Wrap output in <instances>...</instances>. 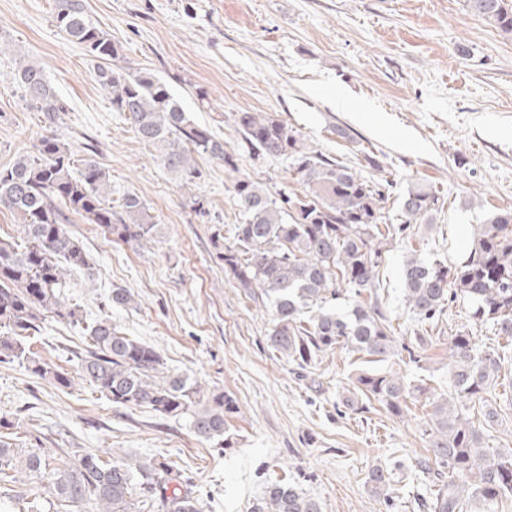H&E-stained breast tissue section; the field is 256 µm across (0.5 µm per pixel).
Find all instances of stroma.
I'll list each match as a JSON object with an SVG mask.
<instances>
[{
	"label": "stroma",
	"instance_id": "35a3bbf8",
	"mask_svg": "<svg viewBox=\"0 0 512 512\" xmlns=\"http://www.w3.org/2000/svg\"><path fill=\"white\" fill-rule=\"evenodd\" d=\"M86 13L120 48L118 66L160 78L199 125L236 145L241 111L267 112L301 130L311 144L375 182L391 180L383 213L399 223V198L414 182L436 188L444 206L419 221L409 242L395 241L380 267V305L396 340L414 345L420 364L393 357L388 368L426 393L403 417L378 402L341 409L359 398L356 374L365 355L335 349L306 367L267 345L266 309L244 297L219 258L241 216L223 165L200 158L202 172L185 187L155 148L112 109L97 82L96 58L55 26L56 0H0V166L31 151L44 134L42 113L10 79L27 60L44 67L66 105L54 127L76 158L93 157L108 172L113 199L133 192L146 202L157 238L128 244L73 217L91 271H72L66 304L86 324L107 311L113 286L135 303L111 311L129 335L156 348L167 369L197 381L204 393H229L232 447L204 440L187 417L113 405L80 377L76 351L87 333L53 314L26 344L67 372L59 388L18 364L0 363V417L13 420L12 442L38 438L66 469L82 454L128 455L179 472L202 512H249L272 481L315 498L322 512H427L437 488L419 462L431 402L449 395L448 339L471 329L478 347L505 360L488 396L498 419L483 427L487 448H512V339L473 324L449 305L414 342L418 323L403 301L402 269L411 251L454 261L471 245L473 225L512 209V32L468 12L464 0H83ZM207 93L199 102L198 90ZM344 128L346 137L336 134ZM240 170L270 191L298 190L282 157L243 154ZM203 201L198 216L192 198ZM388 471V494L367 476Z\"/></svg>",
	"mask_w": 512,
	"mask_h": 512
}]
</instances>
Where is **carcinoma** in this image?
Wrapping results in <instances>:
<instances>
[{
    "instance_id": "cac0c4a2",
    "label": "carcinoma",
    "mask_w": 512,
    "mask_h": 512,
    "mask_svg": "<svg viewBox=\"0 0 512 512\" xmlns=\"http://www.w3.org/2000/svg\"><path fill=\"white\" fill-rule=\"evenodd\" d=\"M467 10L504 31H512L508 0H465ZM56 27L101 61L97 81L124 112L138 137L160 152L164 166L191 184L199 177L195 157L224 165L233 177V198L243 222L232 228L234 241L224 246V270L246 298L271 312L270 348L300 367L320 353L351 348L375 362L408 352L397 345L390 321L371 299L379 267L389 245L410 234L411 225L432 217L441 208L431 186L409 188L400 198L403 221L383 224L385 188L352 167L329 159L305 142L301 131L264 112H239L235 124L241 143L224 141L196 124L168 87L147 71L110 66L119 49L110 35L93 23L81 0H58ZM25 97L48 123L60 119L65 107L47 80L43 66L26 63L14 75ZM291 159L294 180L302 191L273 193L240 174V152ZM16 218L20 236L0 239V362L14 361L31 374L60 387L71 384L67 373L32 355L24 339L39 327L46 313L72 323L81 321L77 308L62 298L68 272L90 269L80 242L66 228L67 214L81 216L126 243L152 239L158 225L146 203L134 193L123 195L120 210L112 208L110 177L93 159H74L55 135H43L33 149L0 167V210ZM474 244L459 262L411 253L404 263L407 307L422 321L433 319L451 303L467 305L479 325H491L497 335L512 338V210L492 213L473 230ZM350 292L351 308L339 310L342 286ZM134 295L115 287L108 308H127ZM92 343L80 356V375L117 406L147 407L165 416H187L195 435L205 440L225 437L226 417L237 413L226 393L209 397L188 377L164 366L152 346L125 336L109 315L90 327ZM450 382L456 398L484 409L488 424L497 413L485 408V395L494 387L504 357L494 349L478 350L468 330L457 331L448 343ZM356 387L390 414L401 417L415 391L396 374L366 370ZM430 456L422 469L441 482L431 512H464L468 497L489 505L512 496V450L482 447V432L456 405L443 398L432 401ZM7 468L38 480L55 498L86 506L87 512H129L128 499L137 490L161 512H201L192 492L163 463L126 457L105 460L87 452L69 470L51 467L39 448H14L0 440V471ZM373 492L388 497L387 471L372 469ZM250 512H321L318 501L289 483L275 482L255 499Z\"/></svg>"
}]
</instances>
